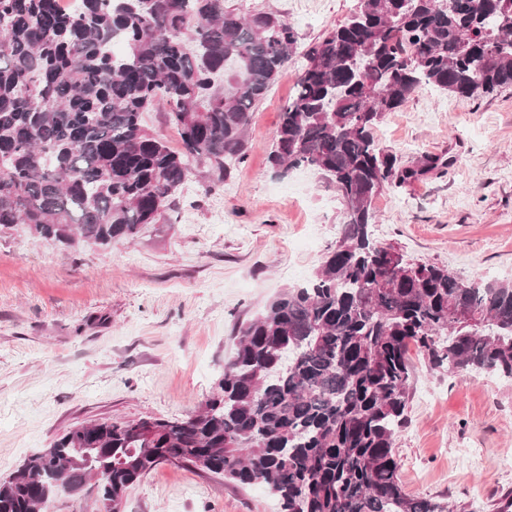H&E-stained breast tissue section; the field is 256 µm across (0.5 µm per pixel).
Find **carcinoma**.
Segmentation results:
<instances>
[{
    "instance_id": "carcinoma-1",
    "label": "carcinoma",
    "mask_w": 512,
    "mask_h": 512,
    "mask_svg": "<svg viewBox=\"0 0 512 512\" xmlns=\"http://www.w3.org/2000/svg\"><path fill=\"white\" fill-rule=\"evenodd\" d=\"M297 43L284 16L226 0H82L77 14L59 0H0V232L24 224L102 247L159 223L189 160L222 180L244 158L252 108ZM429 86L465 99L512 88V0H359L311 47L270 161L316 170L342 201L314 276L239 327L196 414L148 434L142 419L76 426L0 480V512H49L97 472L96 503L118 505L163 462L262 483L282 512H450L399 479L408 350L512 379V281L465 282L372 238L386 186L445 166L430 155L405 166L374 136ZM158 108L183 152L142 125Z\"/></svg>"
}]
</instances>
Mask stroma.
I'll list each match as a JSON object with an SVG mask.
<instances>
[{
	"label": "stroma",
	"instance_id": "35a3bbf8",
	"mask_svg": "<svg viewBox=\"0 0 512 512\" xmlns=\"http://www.w3.org/2000/svg\"><path fill=\"white\" fill-rule=\"evenodd\" d=\"M358 0H254L293 25L298 53L256 106L246 153L209 183L203 166L164 221L134 241L65 246L25 225L0 233V479L91 420L184 418L224 374L239 323L313 275L340 230L335 189L310 169H273L279 113L304 50ZM402 162L439 156L443 171L373 206L375 241L458 278L512 279V88L477 99L423 89L375 131ZM409 422L394 452L412 497L491 512L512 491V381L460 376L412 353ZM122 512H281L261 484L242 486L163 463L128 489Z\"/></svg>",
	"mask_w": 512,
	"mask_h": 512
}]
</instances>
